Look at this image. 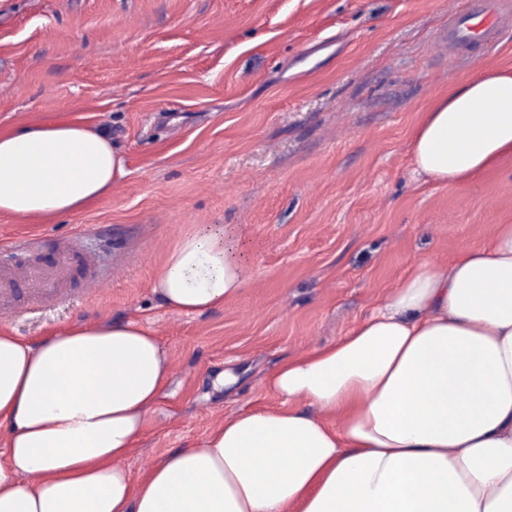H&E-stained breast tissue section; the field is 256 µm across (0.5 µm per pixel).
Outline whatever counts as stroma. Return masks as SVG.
<instances>
[{"instance_id": "stroma-1", "label": "stroma", "mask_w": 512, "mask_h": 512, "mask_svg": "<svg viewBox=\"0 0 512 512\" xmlns=\"http://www.w3.org/2000/svg\"><path fill=\"white\" fill-rule=\"evenodd\" d=\"M449 0H0V130L66 115L108 135L125 173L86 209L0 214V261L52 262L82 237L102 291L0 325L34 343L77 322L151 327L170 380L126 465L140 478L225 419L280 407L266 377L335 342L415 261L449 266L512 224V157L454 188L411 163L454 86L512 72V39L448 53ZM227 225L244 291L203 314L152 290L191 226ZM234 386L219 385L225 370Z\"/></svg>"}]
</instances>
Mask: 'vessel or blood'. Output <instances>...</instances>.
I'll return each instance as SVG.
<instances>
[{
    "label": "vessel or blood",
    "instance_id": "obj_1",
    "mask_svg": "<svg viewBox=\"0 0 512 512\" xmlns=\"http://www.w3.org/2000/svg\"><path fill=\"white\" fill-rule=\"evenodd\" d=\"M448 42L457 49H465L474 43L479 34L491 33L499 21L493 14L477 9L469 13L451 9L449 13ZM81 265L83 279L88 285L100 282V270L94 256L80 255L77 243H70L66 251L50 266L37 263L0 266V313L18 315L15 289L26 286L31 305L63 303L73 301L74 293L69 289L74 265Z\"/></svg>",
    "mask_w": 512,
    "mask_h": 512
}]
</instances>
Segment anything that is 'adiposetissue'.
Listing matches in <instances>:
<instances>
[{
  "mask_svg": "<svg viewBox=\"0 0 512 512\" xmlns=\"http://www.w3.org/2000/svg\"><path fill=\"white\" fill-rule=\"evenodd\" d=\"M506 155L512 74L494 68L452 88L413 136L415 167L451 187ZM123 173L111 140L76 121L0 131L1 214H74ZM247 274L222 225L194 227L153 291L204 313ZM169 374L154 332L132 321L34 344L0 327V512H512V224L449 268L415 262L346 336L267 377L285 408L238 414L136 482L124 462Z\"/></svg>",
  "mask_w": 512,
  "mask_h": 512,
  "instance_id": "obj_1",
  "label": "adipose tissue"
}]
</instances>
